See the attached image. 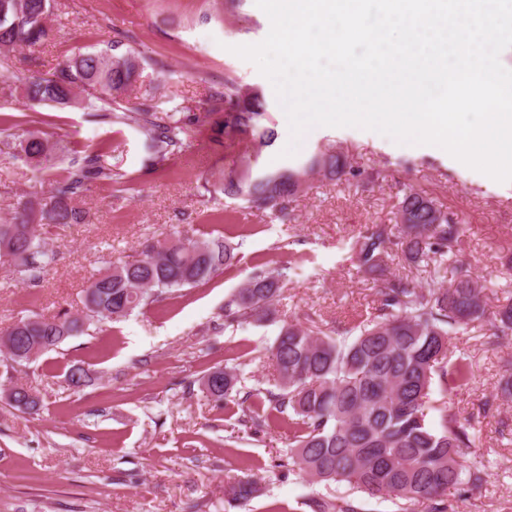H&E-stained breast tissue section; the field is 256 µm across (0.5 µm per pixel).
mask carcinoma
<instances>
[{
	"instance_id": "carcinoma-1",
	"label": "carcinoma",
	"mask_w": 512,
	"mask_h": 512,
	"mask_svg": "<svg viewBox=\"0 0 512 512\" xmlns=\"http://www.w3.org/2000/svg\"><path fill=\"white\" fill-rule=\"evenodd\" d=\"M54 0H0V53L17 46H33L50 33L48 18ZM90 52L76 47L47 76L21 82L23 106L80 105L88 116L143 130L148 136L151 167L163 166L168 156L184 151L189 127L219 146L226 137L247 141L255 154L271 148L277 131L260 94L225 87L215 97L217 106L202 115L153 103L130 104L129 95L141 75L139 56L132 46L119 51ZM5 134L13 157H23L39 170L53 168L57 143L39 129L21 135ZM101 147L54 175L49 201L35 207L18 202L9 217L0 220V263L19 281L36 286L56 263L47 248L48 228L88 223L79 200L89 186L109 182L121 191L135 190L132 179L109 162ZM317 172L331 180L361 176L371 182L374 168L353 166L340 152H314L303 164L256 172L250 163L222 176L217 187L225 196L241 199L247 208L288 220V204L300 192L306 177ZM397 224H374L356 242L358 269L381 282L373 312L347 329L330 336L309 325L282 322L270 349L272 388L261 394L246 392L257 401L240 409L237 421L259 428L272 417L288 416L292 442L288 472L313 483L346 484L371 498L390 497L398 512H455L448 490L478 488L489 476L484 466L467 464L474 446L471 418L454 406L453 397L468 388L471 367L449 355L452 335L475 322L489 321L495 335H512V303L495 312L487 309L484 285L461 259L463 225L453 213L439 208L426 192L415 188L398 203ZM399 256L424 268L422 285L387 276L389 261ZM235 247L224 237L188 240L175 233L148 244L134 260L109 264L84 291L83 311L44 317L33 313L0 329V367L24 366L58 348L66 339L81 336L89 327L118 320L137 307L147 306L182 288H194L234 265ZM286 263L262 264L224 303V326L276 322L278 301L288 283ZM453 278H447L448 270ZM504 374L493 399L512 401V359H503ZM75 388L87 385L88 371L72 365L66 372ZM444 385L447 401L434 405V382ZM241 383L235 366H215L202 377L204 390L217 401L230 402ZM8 402L32 414L37 395L15 384ZM440 414L441 430L427 422L429 411ZM261 488L246 475L224 489L228 503L242 506ZM312 512H363L347 495L313 496Z\"/></svg>"
}]
</instances>
